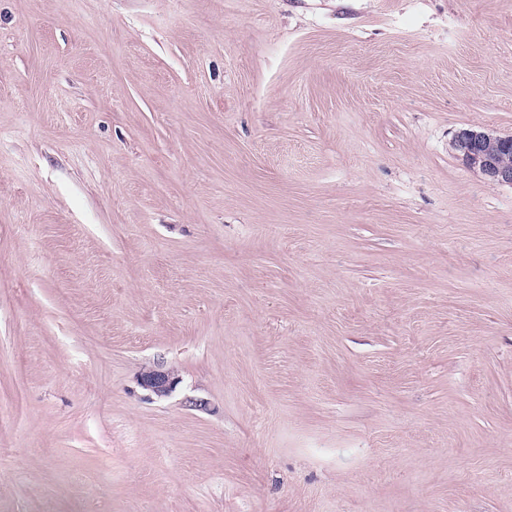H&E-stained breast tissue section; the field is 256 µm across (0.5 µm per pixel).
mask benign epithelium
<instances>
[{
  "instance_id": "7a95c632",
  "label": "benign epithelium",
  "mask_w": 512,
  "mask_h": 512,
  "mask_svg": "<svg viewBox=\"0 0 512 512\" xmlns=\"http://www.w3.org/2000/svg\"><path fill=\"white\" fill-rule=\"evenodd\" d=\"M451 153L467 168L488 182L512 186V164L503 162V153L512 152V135H497L477 128H461L449 141ZM140 385L157 397H165L177 380L171 372L157 367L141 374Z\"/></svg>"
}]
</instances>
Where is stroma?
Listing matches in <instances>:
<instances>
[{
  "label": "stroma",
  "mask_w": 512,
  "mask_h": 512,
  "mask_svg": "<svg viewBox=\"0 0 512 512\" xmlns=\"http://www.w3.org/2000/svg\"><path fill=\"white\" fill-rule=\"evenodd\" d=\"M468 126L512 0H0V512H512ZM140 385L156 397H165L175 388L177 380L170 371L161 367L149 369L141 374Z\"/></svg>",
  "instance_id": "stroma-1"
}]
</instances>
